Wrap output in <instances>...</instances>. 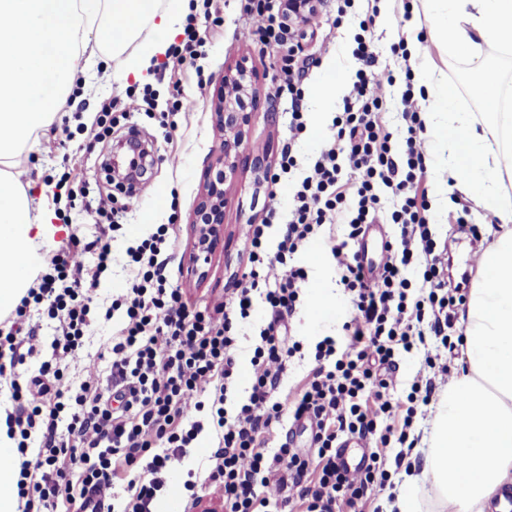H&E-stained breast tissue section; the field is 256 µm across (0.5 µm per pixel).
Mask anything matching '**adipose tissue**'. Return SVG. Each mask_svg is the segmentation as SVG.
Listing matches in <instances>:
<instances>
[{"instance_id": "ef3b65f1", "label": "adipose tissue", "mask_w": 512, "mask_h": 512, "mask_svg": "<svg viewBox=\"0 0 512 512\" xmlns=\"http://www.w3.org/2000/svg\"><path fill=\"white\" fill-rule=\"evenodd\" d=\"M450 22L432 36L449 56H464L469 88L484 121L463 112L457 88L439 83L427 129L448 149V177L436 193L476 195L504 226L483 256V277L460 321L465 367L448 384L434 418L423 479L444 512H481L512 478V119L506 118L499 70L485 47L512 49V0H433ZM184 0H0V311L15 307L33 268L31 234L47 222L16 174L31 139L55 120L77 62L99 50L121 78L141 76L165 56L181 29ZM100 38L88 42L89 29ZM139 54H128L130 45Z\"/></svg>"}]
</instances>
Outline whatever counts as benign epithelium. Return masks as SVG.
Returning <instances> with one entry per match:
<instances>
[{
	"mask_svg": "<svg viewBox=\"0 0 512 512\" xmlns=\"http://www.w3.org/2000/svg\"><path fill=\"white\" fill-rule=\"evenodd\" d=\"M288 3L294 5L295 23L303 27L312 19L309 8L316 5L317 0H288ZM254 96L255 80L246 68L239 66L224 72L213 100L216 125L222 133L219 169L215 177H205L193 220L197 228L196 245L200 251L217 241L223 232L224 185L232 181L239 170L246 139L245 100H252Z\"/></svg>",
	"mask_w": 512,
	"mask_h": 512,
	"instance_id": "1",
	"label": "benign epithelium"
}]
</instances>
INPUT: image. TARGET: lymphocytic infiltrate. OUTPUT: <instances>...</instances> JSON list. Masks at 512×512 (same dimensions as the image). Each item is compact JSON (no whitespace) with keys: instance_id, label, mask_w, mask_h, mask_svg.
Returning a JSON list of instances; mask_svg holds the SVG:
<instances>
[{"instance_id":"f902f5d3","label":"lymphocytic infiltrate","mask_w":512,"mask_h":512,"mask_svg":"<svg viewBox=\"0 0 512 512\" xmlns=\"http://www.w3.org/2000/svg\"><path fill=\"white\" fill-rule=\"evenodd\" d=\"M243 11L261 18L255 34L268 48L293 34L284 0H241ZM361 66L342 99L323 147L299 169L296 146L307 128L303 107L304 71L284 66L277 87L288 93V140L272 182L294 175L285 231L268 249L266 224L245 225L242 235L249 269L223 302L209 311L190 308L183 289L168 284L161 254L168 225L129 248V288L113 299L124 326L108 354L111 385L82 381L60 388L61 364L85 361L84 338L92 325V304L100 277L111 262V232L72 240L47 255L37 285L28 289L18 314L35 309L53 331L42 346L39 326H0V377L10 380L9 435L18 436L22 456L18 496L21 512H152L174 464L182 462L202 432L194 413L206 410L219 433L208 457L205 482L222 491L224 512H362L371 494L390 488L379 452L349 477L336 463V448L348 436L387 442L383 428L404 402L430 405L438 384L447 383V364L427 359L407 396H400L397 358L427 341L447 347L448 330L463 294L450 291L444 277L448 244L433 234L427 217L426 127L416 106L413 74L404 69L400 125L386 127L382 106L395 75L379 64L372 42L356 38ZM391 224L388 256L372 281L361 274L352 251L369 224ZM326 224L344 227L331 244L338 283L351 299L343 339L325 337L315 347V365L305 385L281 393L280 383L299 342L281 328L300 302L306 271L296 257ZM95 266H88V257ZM422 272L419 283L408 273ZM270 312L251 359L247 400L227 412L225 403L238 377L235 351L240 326L256 300ZM37 360L32 372L27 360ZM315 426L310 447L282 443L269 449L267 436L285 415ZM124 506L116 508L117 491Z\"/></svg>"}]
</instances>
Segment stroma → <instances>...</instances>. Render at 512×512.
<instances>
[{
	"label": "stroma",
	"mask_w": 512,
	"mask_h": 512,
	"mask_svg": "<svg viewBox=\"0 0 512 512\" xmlns=\"http://www.w3.org/2000/svg\"><path fill=\"white\" fill-rule=\"evenodd\" d=\"M202 3L209 10L208 35L194 66L179 65L169 54L153 64L145 79L121 80L105 75L104 61H97L99 74L94 87L75 81L70 106L60 107L53 124L38 133L35 146L20 167L36 191L35 205L42 207L54 228L52 236L39 242L42 254L65 248L71 236L94 232L99 218L88 211V202L108 195L113 207L131 205L123 230L112 240V271L101 280L99 302L111 301L128 287L129 274L124 267L127 248L155 232L158 225L167 224L176 239L167 267L171 285L184 288L196 309L219 303L225 288L240 281L248 268L244 225L262 223L273 206L280 215L288 213V183L271 186L253 164L259 155L266 157L268 164H276L288 139L290 99L275 92L281 59L248 39L247 33L256 21L242 12L240 0H188V14H195ZM353 11L358 18L368 20L367 34L382 63L390 69L401 67L400 58L391 53L392 46L407 41L412 53L415 99L421 112L429 111L438 81L446 80L456 85L463 110L475 120H482L480 105L467 95L465 75L471 70L468 60L448 56L430 36L431 29L445 21L444 13L429 10L425 0H355ZM335 16L336 0H322L317 17L294 40L296 64L311 58L322 61L320 67L309 70L304 87L326 82L331 75L341 79L343 86H350L360 67L352 54L359 28L349 23L334 25ZM239 63L255 74L257 97L246 126L247 146L239 174L226 187L224 237L208 260L199 264L206 272L200 279L190 273L197 254L192 219L206 165L219 153L221 133L214 122L212 99L225 70ZM147 91L158 102L157 109L150 112L142 101ZM187 99L192 101V108L181 109V101ZM106 103L112 106V133L99 140L95 137L96 120ZM427 152L430 220L437 237L450 244L446 275L467 295L482 277L474 264L476 254L490 246L502 229L475 197L455 190L435 193L436 183L446 175L436 139H428ZM341 235L340 226L324 225L301 255L308 279L290 334L300 341L304 358L290 366L282 390L303 386L318 341L343 336L350 303L336 285L330 253L331 239ZM327 285L332 288L331 301L313 308L314 296ZM121 327L118 315L93 325L84 345L89 367H63V384H77L90 375L99 384H106L107 345ZM432 426V417L415 418L411 433L416 443L403 461L395 459L398 444L388 445L386 467L392 474L394 494L405 491L409 476L420 474Z\"/></svg>",
	"instance_id": "35a3bbf8"
}]
</instances>
